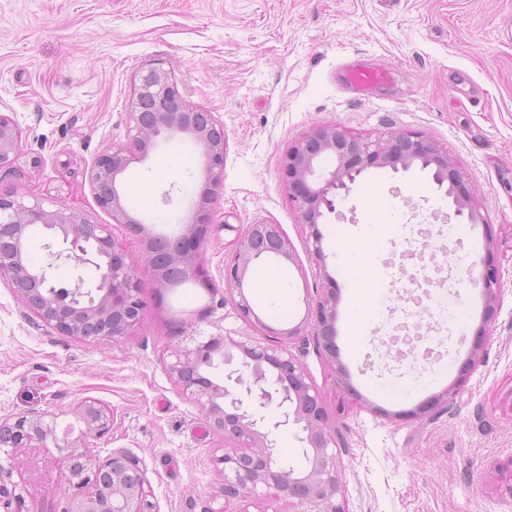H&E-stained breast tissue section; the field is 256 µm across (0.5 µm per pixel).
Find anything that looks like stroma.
<instances>
[{"mask_svg":"<svg viewBox=\"0 0 512 512\" xmlns=\"http://www.w3.org/2000/svg\"><path fill=\"white\" fill-rule=\"evenodd\" d=\"M510 15L512 0H0V113L23 140L19 171L0 178V194L45 198L51 208L111 224L83 172L101 151L129 144L134 84L142 68L163 63L187 99L224 125V189L212 205L207 274L222 282L233 252L234 233L223 224L243 233L272 222L296 261L254 264L284 276L283 312L255 303L266 323L298 324L327 280L336 284L337 362L312 340L292 341L288 350L325 397L346 512H512V41L499 33ZM352 67L385 69L390 78L365 93L347 83ZM320 123L363 138L426 136L475 185L484 223L460 224L429 172L380 178L370 171L338 203L343 219L329 214L320 224L325 261L317 263L281 164L289 144ZM128 174V210L154 233L178 232L159 218L184 214L196 196V149L172 142L133 160ZM145 178L150 190L141 195L135 186ZM366 224L399 232L377 254L386 281L376 296L381 318L355 336L345 305L351 286L331 235ZM458 224L462 234H452ZM111 226L129 254H140L138 238ZM476 260L498 271L487 321L470 285ZM427 278L438 283L426 320L438 327L440 355L397 357L388 333L413 323L407 284ZM164 299V311L150 310L132 336L84 340L44 325L0 278V417L50 409L64 426L73 405L90 397L112 412L94 455L123 450L138 458L153 512H294L285 500L216 498L222 477L213 457L223 440L168 375L171 340L162 322L207 297L190 284ZM483 324V361L464 370ZM404 383L415 393L393 399L391 389ZM449 387L447 403L403 419ZM10 482L25 490L21 512H62L70 475L36 449L13 460Z\"/></svg>","mask_w":512,"mask_h":512,"instance_id":"stroma-1","label":"stroma"}]
</instances>
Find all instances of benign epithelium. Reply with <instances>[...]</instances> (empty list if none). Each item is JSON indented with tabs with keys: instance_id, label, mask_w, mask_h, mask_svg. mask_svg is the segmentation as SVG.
Instances as JSON below:
<instances>
[{
	"instance_id": "7a95c632",
	"label": "benign epithelium",
	"mask_w": 512,
	"mask_h": 512,
	"mask_svg": "<svg viewBox=\"0 0 512 512\" xmlns=\"http://www.w3.org/2000/svg\"><path fill=\"white\" fill-rule=\"evenodd\" d=\"M128 120L135 152L124 145L102 151L85 170V178L99 208L142 238L141 254L130 256L109 224H95L72 210L48 209L38 198L26 203L14 194L0 195V278H8L21 301L57 332L114 342L128 336L147 312L137 276L139 262L155 271L161 296L172 288L173 276L199 284L209 296L204 307L168 321L174 344L166 370L180 391L205 409L212 429L224 437L222 454L213 457L223 477L219 495L245 502L273 492L294 502L296 512H346L327 408L303 363L286 349V343L305 335L304 323L287 328L269 325L246 294L252 265L265 254L296 263L288 237L279 224L249 225L224 264V287H218L204 269L203 255L212 230L211 205L224 188L223 124L213 113L192 105L175 74L161 62L149 64L138 75ZM172 140L199 150L203 188L189 215L182 217L180 234L168 243L165 264L159 266L155 263L158 235L123 204L124 178L134 155L144 160L161 142ZM22 148V134L0 114V170L15 168ZM415 166L432 169L434 182L447 186L456 215H467L472 224L485 223L474 190L465 187L448 154L419 134L369 140L332 124H319L288 147L283 173L301 223L310 228L312 254L324 261L319 219L336 212L335 200L349 194L358 176L368 169L398 172ZM35 228L43 230L44 248L54 261L93 267V282L77 279L65 295L51 275L53 264L33 269L27 259L30 231ZM260 243L271 251L260 250ZM497 283V272L487 265L471 277L488 317L494 312ZM229 291L237 297L227 299ZM337 305V291L323 296L316 303L313 325L314 336L323 339L324 351L333 359ZM231 318L256 333L226 327ZM487 335L485 325L476 331L465 368L481 362ZM212 362L224 365V378L218 382L202 374ZM451 393L448 388L429 397L409 415L422 416ZM72 414L82 424L77 433L71 426L58 432L59 414L50 410L1 417L0 456L8 460L33 444L53 445L71 476L63 493L64 512H151L145 473L136 457L119 450L100 460L90 452L91 442L110 430V410L84 398ZM294 427L302 433L300 442L310 460L306 469L287 474L280 465L277 441L281 432Z\"/></svg>"
}]
</instances>
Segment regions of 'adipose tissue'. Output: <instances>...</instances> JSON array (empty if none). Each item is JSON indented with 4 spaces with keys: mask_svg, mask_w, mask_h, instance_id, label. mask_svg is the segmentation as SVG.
Masks as SVG:
<instances>
[{
    "mask_svg": "<svg viewBox=\"0 0 512 512\" xmlns=\"http://www.w3.org/2000/svg\"><path fill=\"white\" fill-rule=\"evenodd\" d=\"M395 232L396 227L392 224H370L365 231L342 232L337 236L338 255L353 287L348 318L354 334H362L377 319L373 289L376 273L372 257Z\"/></svg>",
    "mask_w": 512,
    "mask_h": 512,
    "instance_id": "adipose-tissue-1",
    "label": "adipose tissue"
}]
</instances>
